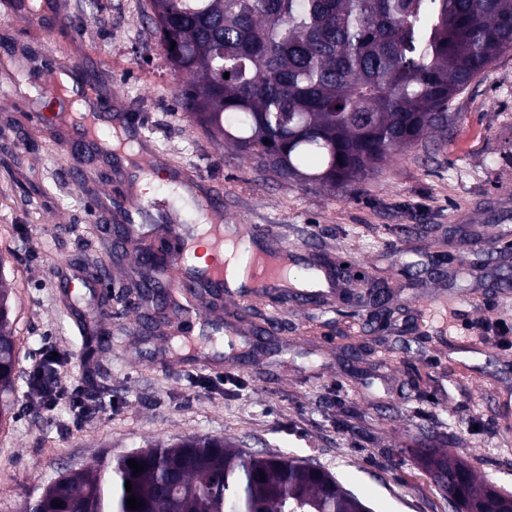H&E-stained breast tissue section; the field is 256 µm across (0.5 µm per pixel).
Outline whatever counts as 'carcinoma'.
I'll list each match as a JSON object with an SVG mask.
<instances>
[{
  "label": "carcinoma",
  "instance_id": "obj_1",
  "mask_svg": "<svg viewBox=\"0 0 512 512\" xmlns=\"http://www.w3.org/2000/svg\"><path fill=\"white\" fill-rule=\"evenodd\" d=\"M148 7L170 72L182 80L181 107L218 147L230 144L282 178L332 190L356 188L385 159L448 130L449 102L512 50V0H149ZM137 250L140 269L169 267L153 246ZM13 295L0 259V422L10 413L18 355ZM107 316L102 310L85 327L89 357L102 349L98 325ZM129 460L144 470L133 474ZM428 466L434 481L457 477L475 507L501 496L458 458ZM131 495L141 508L127 507ZM21 512L372 509L305 460L196 436L101 457L25 496Z\"/></svg>",
  "mask_w": 512,
  "mask_h": 512
}]
</instances>
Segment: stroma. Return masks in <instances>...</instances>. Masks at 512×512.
Returning <instances> with one entry per match:
<instances>
[{
    "label": "stroma",
    "mask_w": 512,
    "mask_h": 512,
    "mask_svg": "<svg viewBox=\"0 0 512 512\" xmlns=\"http://www.w3.org/2000/svg\"><path fill=\"white\" fill-rule=\"evenodd\" d=\"M147 2L54 0L45 19L0 0V257L20 349L0 427V512L103 455L191 435L316 463L374 512H448L425 464L433 452L512 493V354L480 337L512 323V51L452 100L447 134L393 155L356 192L332 193L218 151L179 105ZM51 64L77 68L80 93L152 137L164 166L134 228L165 236L163 198L194 220L180 186L189 168L223 194L225 223L271 226L298 267L314 256L350 265L338 295L217 305L197 318L203 358H175L169 326H142L131 258L106 263L99 280L75 263L102 252L140 173L125 156L85 153L81 129L53 125L60 101L39 94ZM381 283L380 312L368 292ZM103 306L110 340L89 359L81 326ZM47 347L69 354L61 384L82 387L84 420L30 404L24 376ZM212 367L224 384L193 387Z\"/></svg>",
    "instance_id": "stroma-1"
}]
</instances>
